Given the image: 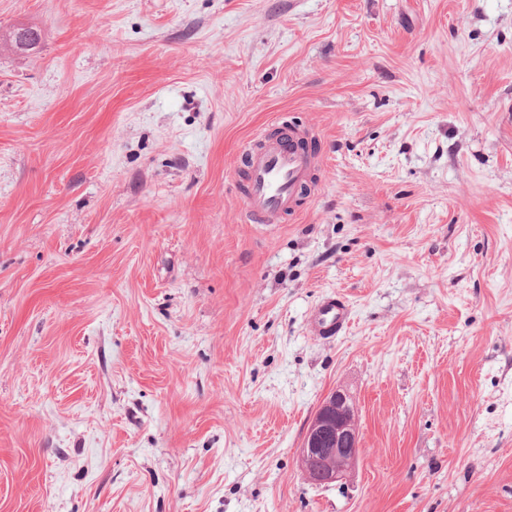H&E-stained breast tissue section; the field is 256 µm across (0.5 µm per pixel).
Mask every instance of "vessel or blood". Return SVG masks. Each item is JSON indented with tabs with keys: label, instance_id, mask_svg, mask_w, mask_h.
<instances>
[{
	"label": "vessel or blood",
	"instance_id": "vessel-or-blood-1",
	"mask_svg": "<svg viewBox=\"0 0 512 512\" xmlns=\"http://www.w3.org/2000/svg\"><path fill=\"white\" fill-rule=\"evenodd\" d=\"M302 140L301 133L290 129L279 137L257 139L246 150L244 200L249 222L274 224L299 209L313 169V158L302 147ZM349 321L347 300L330 294L312 309L310 332L321 339L331 338L345 332Z\"/></svg>",
	"mask_w": 512,
	"mask_h": 512
}]
</instances>
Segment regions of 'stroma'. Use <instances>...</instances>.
<instances>
[{
	"instance_id": "1",
	"label": "stroma",
	"mask_w": 512,
	"mask_h": 512,
	"mask_svg": "<svg viewBox=\"0 0 512 512\" xmlns=\"http://www.w3.org/2000/svg\"><path fill=\"white\" fill-rule=\"evenodd\" d=\"M21 25L0 512H512V0H0ZM286 126L314 186L248 223L241 155ZM338 388L363 452L316 486ZM22 31L27 34V37H22ZM8 44L16 51L28 52L37 47L40 41V33L37 30L29 27H18L13 29L8 35ZM347 300L339 294L324 296L312 309L309 326L313 336L321 339L340 336L350 321ZM361 453L354 408L349 395L338 388L323 399L307 427L300 467L316 486L343 485Z\"/></svg>"
}]
</instances>
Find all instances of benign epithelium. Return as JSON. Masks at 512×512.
<instances>
[{"instance_id":"obj_1","label":"benign epithelium","mask_w":512,"mask_h":512,"mask_svg":"<svg viewBox=\"0 0 512 512\" xmlns=\"http://www.w3.org/2000/svg\"><path fill=\"white\" fill-rule=\"evenodd\" d=\"M361 453L354 408L349 395L338 388L323 399L307 427L300 467L316 486L343 485Z\"/></svg>"}]
</instances>
